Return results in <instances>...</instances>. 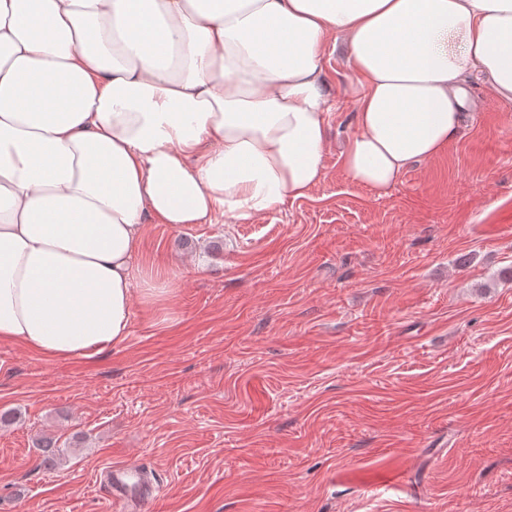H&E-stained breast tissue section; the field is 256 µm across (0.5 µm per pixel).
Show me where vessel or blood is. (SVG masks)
Returning <instances> with one entry per match:
<instances>
[{
  "instance_id": "obj_1",
  "label": "vessel or blood",
  "mask_w": 512,
  "mask_h": 512,
  "mask_svg": "<svg viewBox=\"0 0 512 512\" xmlns=\"http://www.w3.org/2000/svg\"><path fill=\"white\" fill-rule=\"evenodd\" d=\"M101 488L119 512H147L159 491L144 464L122 462L105 469Z\"/></svg>"
}]
</instances>
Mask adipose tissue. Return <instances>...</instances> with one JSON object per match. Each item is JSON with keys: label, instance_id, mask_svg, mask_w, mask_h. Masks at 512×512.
Instances as JSON below:
<instances>
[{"label": "adipose tissue", "instance_id": "1", "mask_svg": "<svg viewBox=\"0 0 512 512\" xmlns=\"http://www.w3.org/2000/svg\"><path fill=\"white\" fill-rule=\"evenodd\" d=\"M340 42V162L373 192L457 138L471 78L512 104V0H0V340L93 357L173 296L142 275L149 218L306 196Z\"/></svg>", "mask_w": 512, "mask_h": 512}]
</instances>
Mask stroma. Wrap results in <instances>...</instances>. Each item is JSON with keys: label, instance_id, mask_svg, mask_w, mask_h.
<instances>
[{"label": "stroma", "instance_id": "1", "mask_svg": "<svg viewBox=\"0 0 512 512\" xmlns=\"http://www.w3.org/2000/svg\"><path fill=\"white\" fill-rule=\"evenodd\" d=\"M324 66L306 196L152 222L142 268L174 296L94 357L0 341V512H115L95 482L126 461L155 512H512V105L471 81L458 138L378 195L340 164L355 77Z\"/></svg>", "mask_w": 512, "mask_h": 512}]
</instances>
